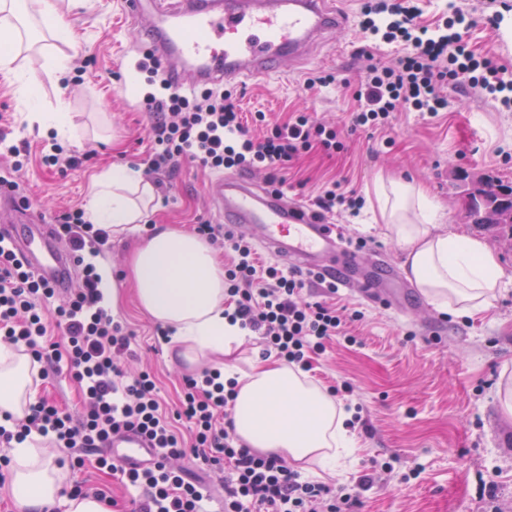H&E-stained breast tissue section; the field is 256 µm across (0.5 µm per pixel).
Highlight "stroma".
<instances>
[{
    "label": "stroma",
    "instance_id": "1",
    "mask_svg": "<svg viewBox=\"0 0 512 512\" xmlns=\"http://www.w3.org/2000/svg\"><path fill=\"white\" fill-rule=\"evenodd\" d=\"M349 2V28L329 34L298 72L251 80L236 91L245 115L262 112L275 122L300 110L346 132V148L335 158L314 149L297 159L285 172L284 194L306 206L329 181H341L364 201L359 213L339 209L331 216L344 243L367 239V254L382 253L397 268L401 249L387 234L373 186L380 177L414 179L442 206L445 230L489 243L507 287L478 316L440 312L424 299L406 310L387 308L356 289L338 291L337 306L361 314L346 324L357 342L330 343L314 362L313 380L324 389L349 382V401L362 405L364 421L352 428L359 446L344 459L340 476L322 482L351 485L372 461H387L392 472L362 494L355 512H490L495 505L512 512V415L502 411L497 396L503 368L512 369V235L467 223L463 206L474 177L512 182V111L456 84L445 89L448 105L436 116L402 111L386 129L347 133L356 106L353 90L362 76L360 52L369 46L360 25L363 0ZM472 20V49L512 59V13L497 30L480 11H473ZM64 21L75 38L66 50L69 70L61 79L39 73L38 87L47 106L61 103L72 113L73 137L62 146L79 154L78 167L60 172L43 165L42 149L55 133L29 124L18 86L0 76V126L11 139L30 144L29 164L17 178L19 193L48 219L84 207L94 174L115 166L145 170L153 121L139 107L154 87L142 69L138 24L118 0H74ZM320 73L333 74L334 82L309 85ZM212 178L195 162L182 161L157 190L144 223L112 237L95 258L104 281L118 288V320L135 334L134 365L153 372L170 409L189 370L166 355L157 323L130 292L129 259L133 245L156 225L189 231L198 221H214ZM491 481L498 486L493 502L484 492Z\"/></svg>",
    "mask_w": 512,
    "mask_h": 512
}]
</instances>
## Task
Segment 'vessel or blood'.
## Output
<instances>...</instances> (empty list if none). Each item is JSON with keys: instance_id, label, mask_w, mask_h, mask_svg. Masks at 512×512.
I'll return each instance as SVG.
<instances>
[{"instance_id": "vessel-or-blood-1", "label": "vessel or blood", "mask_w": 512, "mask_h": 512, "mask_svg": "<svg viewBox=\"0 0 512 512\" xmlns=\"http://www.w3.org/2000/svg\"><path fill=\"white\" fill-rule=\"evenodd\" d=\"M147 48L176 87L237 86L247 78L281 73L283 63L307 59L326 35L348 27L342 0H121ZM213 205L226 225L251 226L274 258L317 274L339 288L355 286L373 303L400 307L412 292L385 260L363 261L340 240L329 219L289 202L282 192L248 178L222 175L212 185ZM0 234L32 272L56 288L71 286V256L30 205L12 207ZM112 458L127 468L147 463L152 450L134 432L114 434Z\"/></svg>"}]
</instances>
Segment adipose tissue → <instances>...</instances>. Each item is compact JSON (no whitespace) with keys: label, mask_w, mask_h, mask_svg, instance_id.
<instances>
[{"label":"adipose tissue","mask_w":512,"mask_h":512,"mask_svg":"<svg viewBox=\"0 0 512 512\" xmlns=\"http://www.w3.org/2000/svg\"><path fill=\"white\" fill-rule=\"evenodd\" d=\"M21 0H0V75L20 83L29 122L72 134L64 109L46 108L37 90L36 70L65 73L69 58L22 54L26 23ZM376 201L387 231L400 246L407 278L437 310L471 315L488 311L502 291L503 270L495 251L481 239L450 233L440 224L438 207L419 186L403 180L376 181ZM155 197L140 171L115 167L93 175L85 218L123 234L140 223ZM130 271L140 308L171 332L172 352L188 365H209L237 382L232 409L233 434L251 451L276 455L290 465L313 464L329 476L339 473L343 457L356 446L346 422L348 412L297 367L268 357L250 369L229 364L247 332L224 317V269L198 235L159 227L131 254ZM31 361L22 349L0 343V416L19 419L39 388ZM5 491L15 512H106L94 496L67 494V474L39 448L36 438L10 450Z\"/></svg>","instance_id":"obj_1"}]
</instances>
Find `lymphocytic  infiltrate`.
<instances>
[{
	"mask_svg": "<svg viewBox=\"0 0 512 512\" xmlns=\"http://www.w3.org/2000/svg\"><path fill=\"white\" fill-rule=\"evenodd\" d=\"M362 16V29L374 42L402 44L406 51L387 61L366 53L350 131L385 128L401 110L437 115L446 106L443 89L463 79L512 110V61L471 49L467 11L458 8L428 24L415 0H365ZM141 107L155 117L145 173L158 181L179 161L190 160L214 172L263 170L276 184L303 153L316 148L332 157L345 149L341 131L306 112L254 134L249 123L264 121V113L246 120L220 87L198 93L168 88L143 98ZM54 231L76 255L80 279L67 301L50 312L42 304L56 296V288L36 277L0 237V339L24 346L39 366V378L66 372L79 388L81 408L72 413L38 397L24 418L0 424L1 445L36 434L74 453L76 465L93 456L98 470L136 492V512H204L203 492L180 464L188 456L223 470L224 512H353L361 492L372 488L374 474L333 489L302 480L281 457L237 445L224 425L236 391L225 387L220 371L186 376L178 408L163 411L150 374L130 370L132 336L106 306L102 276L85 259L86 253L102 252L108 232L89 224L77 208L56 217ZM195 231L229 255L225 317L260 336L265 353L310 371V354L324 353L344 333L335 304L303 297L317 276L260 261L251 238L223 225L199 224ZM180 422L185 431L177 430ZM121 430L143 435L156 449V460L132 469L115 465L107 444Z\"/></svg>",
	"mask_w": 512,
	"mask_h": 512,
	"instance_id": "f902f5d3",
	"label": "lymphocytic infiltrate"
}]
</instances>
